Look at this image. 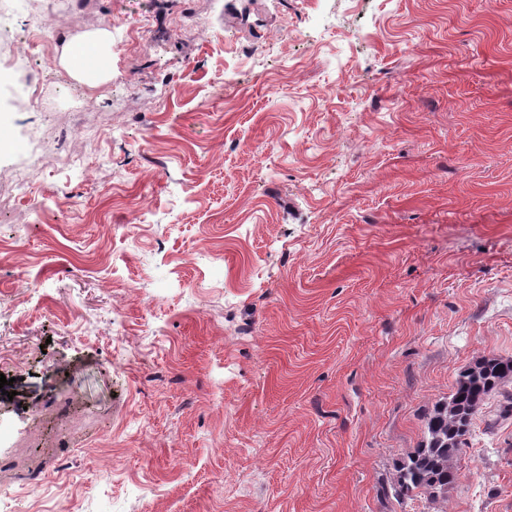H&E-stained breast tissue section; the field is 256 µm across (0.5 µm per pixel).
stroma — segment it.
<instances>
[{
	"label": "stroma",
	"mask_w": 512,
	"mask_h": 512,
	"mask_svg": "<svg viewBox=\"0 0 512 512\" xmlns=\"http://www.w3.org/2000/svg\"><path fill=\"white\" fill-rule=\"evenodd\" d=\"M1 9L0 512H512V382L447 500L379 496L512 358V0ZM112 33L98 30L81 35L66 45L61 55V64L70 76L88 87H97L112 75ZM91 55L97 66L88 72L82 66V59Z\"/></svg>",
	"instance_id": "35a3bbf8"
}]
</instances>
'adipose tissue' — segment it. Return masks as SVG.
Masks as SVG:
<instances>
[{
    "instance_id": "ef3b65f1",
    "label": "adipose tissue",
    "mask_w": 512,
    "mask_h": 512,
    "mask_svg": "<svg viewBox=\"0 0 512 512\" xmlns=\"http://www.w3.org/2000/svg\"><path fill=\"white\" fill-rule=\"evenodd\" d=\"M61 64L70 76L88 87L106 82L112 74V34L98 30L66 45Z\"/></svg>"
}]
</instances>
